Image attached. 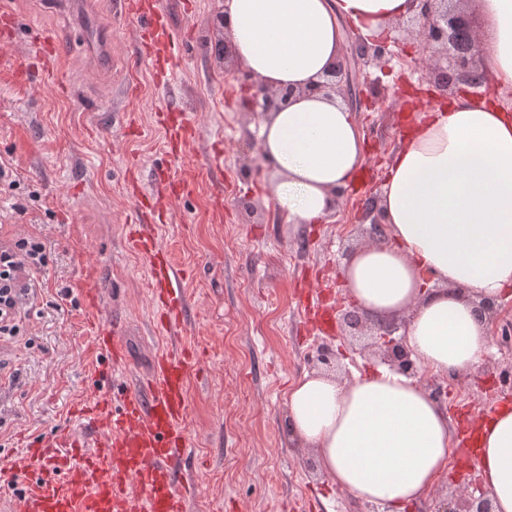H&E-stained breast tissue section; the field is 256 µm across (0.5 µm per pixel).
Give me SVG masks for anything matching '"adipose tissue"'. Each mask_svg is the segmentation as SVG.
Listing matches in <instances>:
<instances>
[{"mask_svg": "<svg viewBox=\"0 0 512 512\" xmlns=\"http://www.w3.org/2000/svg\"><path fill=\"white\" fill-rule=\"evenodd\" d=\"M480 54L512 88V0H473ZM234 56L260 85L302 89L336 59L349 29L380 35L409 0H227ZM269 196L287 223L318 224L363 169L364 135L340 99L305 95L260 123ZM389 243L356 249L342 268L351 297L383 321L412 311L407 345L439 376L475 370L488 338L472 298L512 288V110L470 98L434 105L397 148L381 198ZM293 436L356 498L407 512L448 469V413L414 378L387 366L352 381L304 374L288 397ZM475 468L495 512H512V407L476 427Z\"/></svg>", "mask_w": 512, "mask_h": 512, "instance_id": "1", "label": "adipose tissue"}]
</instances>
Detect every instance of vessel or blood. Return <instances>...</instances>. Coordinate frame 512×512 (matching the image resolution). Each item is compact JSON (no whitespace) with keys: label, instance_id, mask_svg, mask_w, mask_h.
Masks as SVG:
<instances>
[{"label":"vessel or blood","instance_id":"1","mask_svg":"<svg viewBox=\"0 0 512 512\" xmlns=\"http://www.w3.org/2000/svg\"><path fill=\"white\" fill-rule=\"evenodd\" d=\"M153 17L139 34L148 52L169 39L162 11L154 10ZM34 39L35 53L47 65L46 79L58 81L65 45L41 30ZM128 242L147 263L157 329L176 333L185 313L181 270L144 225H131ZM91 329L94 349L104 353L113 368H122L125 355L115 329L101 322ZM195 357L188 347L158 353L146 392H129L120 411H113L105 396L74 408L80 425L95 433L93 444L65 429L30 442L24 460L38 465L39 473L17 499L14 512H186L187 492L175 481L174 464L189 446L182 421L186 371Z\"/></svg>","mask_w":512,"mask_h":512}]
</instances>
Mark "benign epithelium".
Segmentation results:
<instances>
[{
	"instance_id": "7a95c632",
	"label": "benign epithelium",
	"mask_w": 512,
	"mask_h": 512,
	"mask_svg": "<svg viewBox=\"0 0 512 512\" xmlns=\"http://www.w3.org/2000/svg\"><path fill=\"white\" fill-rule=\"evenodd\" d=\"M467 4L468 0H412L410 21L422 37L423 52L433 62V69L438 71L434 87L442 95L447 94L448 86L453 82H461L470 88H478L484 83V73L478 71V33ZM389 41L388 36L371 41L352 37L350 51L343 54L336 67L321 81L306 87L305 92L327 96L336 94L351 111H362L366 106V95L360 83V63H382ZM254 88L255 105L264 114L287 107L300 93V90L288 87L268 90L256 84ZM375 329L383 344L384 359L390 366L409 376H416L418 368L405 338L394 337L398 327L382 322ZM441 512H494V508L490 494L483 491L469 499L451 498Z\"/></svg>"
}]
</instances>
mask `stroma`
Returning a JSON list of instances; mask_svg holds the SVG:
<instances>
[{"instance_id": "stroma-1", "label": "stroma", "mask_w": 512, "mask_h": 512, "mask_svg": "<svg viewBox=\"0 0 512 512\" xmlns=\"http://www.w3.org/2000/svg\"><path fill=\"white\" fill-rule=\"evenodd\" d=\"M8 2L16 23L12 42L0 45V158L10 160L17 184L0 193V245L36 235L48 259L34 275L40 287L27 335L0 341V512H11L35 476L17 465L24 441L71 426V408L96 395L111 394L120 409L126 393L143 390L156 352L170 343L153 325L144 262L125 246L136 188L151 189L154 170L166 167L191 185L167 201L155 224L184 274L188 306L178 341L199 355L187 374L183 425L191 442L175 466L190 489L189 512H383L332 484L314 449L293 439L287 393L313 372L322 346L337 353L343 381L380 360L349 327L316 329L300 303L333 313L352 304L342 266L372 243L371 209L381 201L386 167L417 118L408 99L433 85L420 37L391 30L392 75L363 68V181L337 189L323 223L295 227L265 190L261 115L249 93L251 74L224 55V0H162L176 67L165 86L139 47L138 21L119 13L116 0H85L80 21L58 0ZM33 23L66 42L60 76L68 94L18 73ZM92 27L107 35L104 55L87 49ZM105 101L111 113L99 111ZM174 111L190 113L198 130L177 157L159 125ZM89 267L101 296L92 314L79 288ZM499 305L486 324L481 369L452 379L418 371L427 390L445 388L452 422L512 400L498 388L500 375L512 374V341L502 339L512 330V295ZM93 318L115 325L123 370L94 351Z\"/></svg>"}]
</instances>
